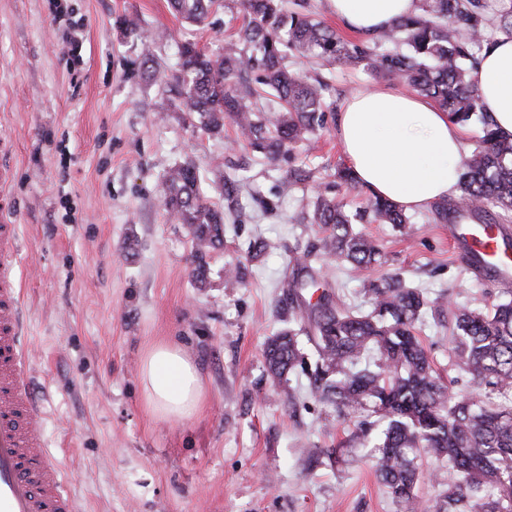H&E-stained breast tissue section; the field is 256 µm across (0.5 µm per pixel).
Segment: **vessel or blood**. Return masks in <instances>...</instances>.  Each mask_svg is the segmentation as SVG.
<instances>
[{
  "mask_svg": "<svg viewBox=\"0 0 512 512\" xmlns=\"http://www.w3.org/2000/svg\"><path fill=\"white\" fill-rule=\"evenodd\" d=\"M461 235L482 255V271L512 269L492 226L465 224ZM19 263L18 227L0 224V512H77L46 451L42 414L27 384Z\"/></svg>",
  "mask_w": 512,
  "mask_h": 512,
  "instance_id": "b4317fda",
  "label": "vessel or blood"
}]
</instances>
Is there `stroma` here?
<instances>
[{
	"instance_id": "35a3bbf8",
	"label": "stroma",
	"mask_w": 512,
	"mask_h": 512,
	"mask_svg": "<svg viewBox=\"0 0 512 512\" xmlns=\"http://www.w3.org/2000/svg\"><path fill=\"white\" fill-rule=\"evenodd\" d=\"M127 17L136 29L123 26ZM76 20L82 48L71 64ZM241 23L234 0L202 25L176 17L168 0H0V167L10 173L0 220L22 227L30 390L80 512H398L367 449L352 441V423L311 398L305 376L273 382L263 355L266 339L288 326L289 252L320 235L298 221L316 187L351 212L369 197L336 183L346 164L336 114L351 91L380 82L360 67L320 70L290 58L326 78V127L289 162L271 164L240 144L232 125L211 135L196 115L162 108L175 98L160 77L177 69L179 43L215 53ZM160 30L170 37L153 46V77L142 48ZM188 159L212 203L226 209L234 199L243 210L226 214L224 243L207 254L201 283L191 275L190 231L160 197L170 169ZM291 166L312 177L288 191ZM411 220L407 232L362 225L384 250L374 271L331 261L319 276L355 310L370 308L368 280L395 274L443 298L442 314L419 335L454 390L474 393L470 376L449 364L448 323L504 285L462 262L433 209ZM257 241L264 250L249 259ZM236 264L240 276L226 277ZM163 341L182 348L203 384L200 406L181 420H162L143 394L142 360ZM309 448L337 455L311 467Z\"/></svg>"
}]
</instances>
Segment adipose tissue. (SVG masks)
<instances>
[{"label": "adipose tissue", "mask_w": 512, "mask_h": 512, "mask_svg": "<svg viewBox=\"0 0 512 512\" xmlns=\"http://www.w3.org/2000/svg\"><path fill=\"white\" fill-rule=\"evenodd\" d=\"M418 6L419 0H328L346 29L363 35L387 29L417 13ZM471 79L498 131L512 138V36L496 38L483 51ZM336 134L357 183L405 211L459 192L464 131L430 99L402 91H355L336 115ZM141 377L145 398L161 418H185L202 400L197 368L177 345L153 347Z\"/></svg>", "instance_id": "obj_1"}]
</instances>
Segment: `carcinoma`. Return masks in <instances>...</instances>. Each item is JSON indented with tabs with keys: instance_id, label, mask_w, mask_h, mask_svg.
Instances as JSON below:
<instances>
[{
	"instance_id": "obj_1",
	"label": "carcinoma",
	"mask_w": 512,
	"mask_h": 512,
	"mask_svg": "<svg viewBox=\"0 0 512 512\" xmlns=\"http://www.w3.org/2000/svg\"><path fill=\"white\" fill-rule=\"evenodd\" d=\"M219 2L169 0L176 14L195 24L205 23ZM239 5L242 24L224 52L210 55L185 42L179 69L168 78L177 88L174 107L196 114L201 130L219 133L228 119L248 146L276 161L311 141L326 122L328 83L318 73L289 67L287 52L321 66L361 64L434 100L456 122L481 125L476 146L460 165L459 202L437 209V218L464 215L488 224L492 209L512 211V140L494 130L471 79L478 55L492 43L489 25L512 35L511 9L492 18L489 0H419L417 13L359 45L309 14L286 12L281 0ZM261 91L277 99L276 109L253 102ZM161 201L189 227L198 259L193 277L203 281L207 251L224 242V210L201 193L191 161L169 171ZM363 216L376 224L409 223L401 209L377 197ZM298 223L320 226L323 236L290 256L284 295L297 329L266 342L270 377L280 382L299 372L314 400L356 419L357 436L371 443L376 476L400 512H512V291L455 313L451 363L483 389L460 396L436 374L417 334L438 310V299L393 276L367 284L368 312L338 305L326 289L307 301L305 293L319 287L316 259L370 269L381 262L382 248L357 231L326 192H316L312 214ZM300 335L314 348L310 362L300 352ZM426 456L438 462L429 479L441 488L431 505L416 492Z\"/></svg>"
}]
</instances>
